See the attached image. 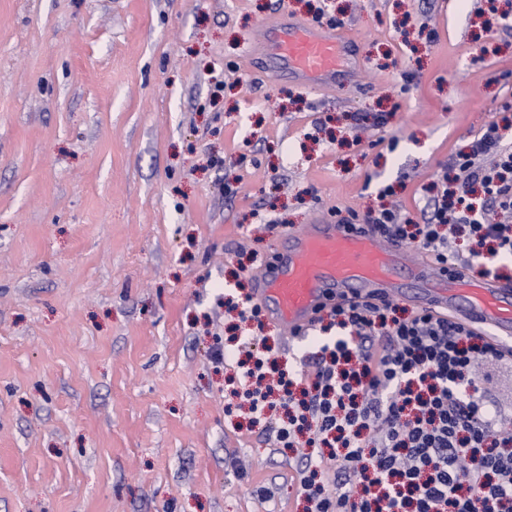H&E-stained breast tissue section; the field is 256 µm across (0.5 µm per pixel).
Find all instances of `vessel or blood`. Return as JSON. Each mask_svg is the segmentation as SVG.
Returning <instances> with one entry per match:
<instances>
[{
	"label": "vessel or blood",
	"mask_w": 512,
	"mask_h": 512,
	"mask_svg": "<svg viewBox=\"0 0 512 512\" xmlns=\"http://www.w3.org/2000/svg\"><path fill=\"white\" fill-rule=\"evenodd\" d=\"M261 53L306 83L323 85L335 83L349 57L335 36L288 22L267 25ZM286 239L282 255L257 275L254 297L290 332L307 329L335 301L403 298L402 278L408 274L421 308L491 332L499 343L512 340V289L502 281L468 282L455 271L432 278L429 259L401 244L381 247L379 236L366 226L310 224Z\"/></svg>",
	"instance_id": "b4317fda"
}]
</instances>
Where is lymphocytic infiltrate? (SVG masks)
I'll return each instance as SVG.
<instances>
[{"mask_svg":"<svg viewBox=\"0 0 512 512\" xmlns=\"http://www.w3.org/2000/svg\"><path fill=\"white\" fill-rule=\"evenodd\" d=\"M422 223L392 207L361 223L443 269L512 259V144L490 126L452 162ZM481 189L486 205L475 208ZM477 245L472 258L458 237ZM339 337L314 339L297 371L264 350L234 365L256 421L280 408L274 433L297 449L308 512H512V427L486 395L475 367L512 353L465 325L388 300L336 304Z\"/></svg>","mask_w":512,"mask_h":512,"instance_id":"f902f5d3","label":"lymphocytic infiltrate"}]
</instances>
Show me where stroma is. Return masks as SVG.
<instances>
[{
	"label": "stroma",
	"instance_id": "1",
	"mask_svg": "<svg viewBox=\"0 0 512 512\" xmlns=\"http://www.w3.org/2000/svg\"><path fill=\"white\" fill-rule=\"evenodd\" d=\"M321 7L356 78L254 60ZM506 116L512 0H0V512H305L215 353L258 332L294 371L320 330L224 298L286 232L387 200L420 220Z\"/></svg>",
	"mask_w": 512,
	"mask_h": 512
}]
</instances>
